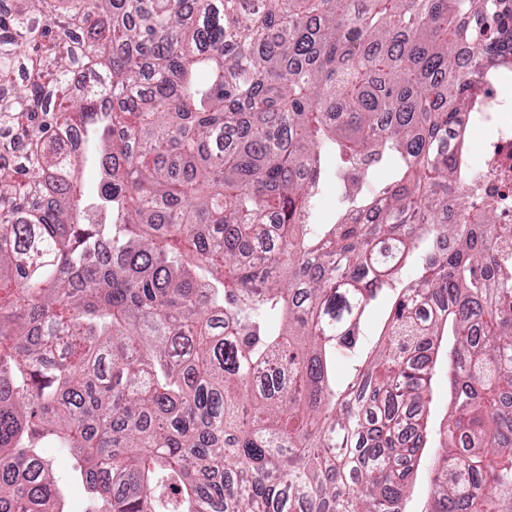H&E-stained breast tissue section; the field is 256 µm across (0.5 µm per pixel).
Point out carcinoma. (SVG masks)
<instances>
[{
  "label": "carcinoma",
  "mask_w": 512,
  "mask_h": 512,
  "mask_svg": "<svg viewBox=\"0 0 512 512\" xmlns=\"http://www.w3.org/2000/svg\"><path fill=\"white\" fill-rule=\"evenodd\" d=\"M498 65L512 0L0 4V512L59 455L83 512H402L445 334L431 512H512V229L448 213ZM338 207V185L336 181V172L334 167L328 172L324 180L323 193L319 205V220L322 223L329 224L336 219V210ZM389 305L390 300L386 298L368 315L365 323L366 343L377 342L388 315ZM448 399V367L441 364L434 369L433 394L430 405L431 419L438 426L444 422L449 410Z\"/></svg>",
  "instance_id": "obj_1"
}]
</instances>
